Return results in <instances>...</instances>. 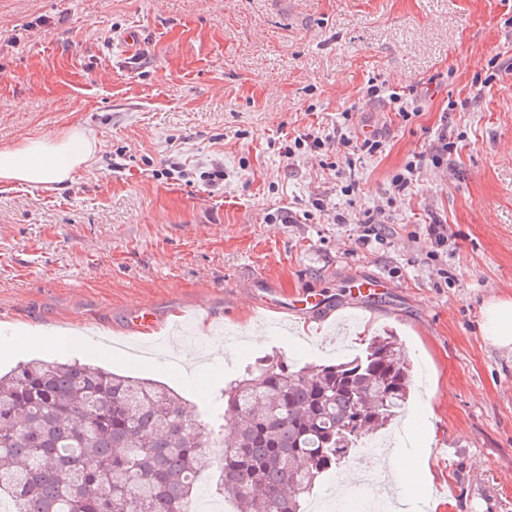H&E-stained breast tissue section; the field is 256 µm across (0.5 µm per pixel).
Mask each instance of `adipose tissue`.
<instances>
[{
	"label": "adipose tissue",
	"instance_id": "adipose-tissue-1",
	"mask_svg": "<svg viewBox=\"0 0 512 512\" xmlns=\"http://www.w3.org/2000/svg\"><path fill=\"white\" fill-rule=\"evenodd\" d=\"M95 150V140L79 128L5 146L0 148V180L50 188L72 180ZM482 332L493 345L512 348V299H495L485 306Z\"/></svg>",
	"mask_w": 512,
	"mask_h": 512
}]
</instances>
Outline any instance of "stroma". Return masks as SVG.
I'll use <instances>...</instances> for the list:
<instances>
[{"label": "stroma", "instance_id": "35a3bbf8", "mask_svg": "<svg viewBox=\"0 0 512 512\" xmlns=\"http://www.w3.org/2000/svg\"><path fill=\"white\" fill-rule=\"evenodd\" d=\"M372 81L414 89L409 117ZM346 111L380 134L377 153L288 156ZM73 127L97 150L71 182L0 183V341L16 340L1 371L50 358L22 327L67 331L83 361L162 381L203 415L246 363L340 361L390 332L414 366L410 403L367 439L377 457L351 454L304 512H363L341 472L402 450L429 478L404 512H512V348L481 330L485 304L512 298V0H0V146ZM411 159L421 173L395 194ZM172 162L181 174L162 176ZM364 221L382 241L359 243ZM429 224L448 227L436 262ZM359 275L390 288L338 303L326 329L259 300L264 278L338 295ZM200 304L219 327L128 326L135 306L166 323Z\"/></svg>", "mask_w": 512, "mask_h": 512}]
</instances>
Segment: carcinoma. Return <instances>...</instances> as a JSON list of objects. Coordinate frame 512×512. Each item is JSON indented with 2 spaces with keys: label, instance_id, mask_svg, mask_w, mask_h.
Here are the masks:
<instances>
[{
  "label": "carcinoma",
  "instance_id": "1",
  "mask_svg": "<svg viewBox=\"0 0 512 512\" xmlns=\"http://www.w3.org/2000/svg\"><path fill=\"white\" fill-rule=\"evenodd\" d=\"M410 385L387 332L339 363L246 365L212 402L218 428L234 425L215 493L236 512H302ZM208 450L195 407L159 381L39 359L0 374V495L12 512H185Z\"/></svg>",
  "mask_w": 512,
  "mask_h": 512
}]
</instances>
